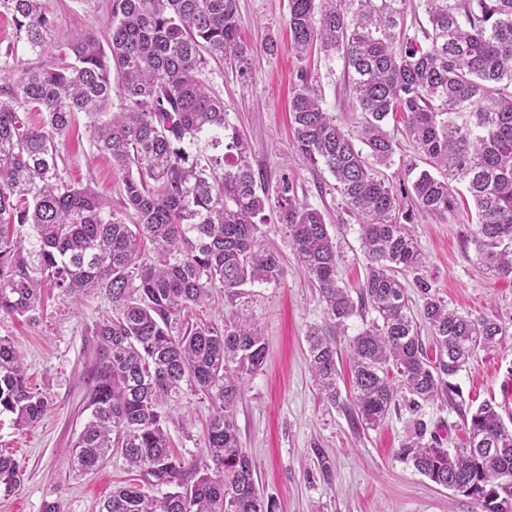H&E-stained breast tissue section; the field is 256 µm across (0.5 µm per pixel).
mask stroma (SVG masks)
<instances>
[{
	"label": "stroma",
	"instance_id": "stroma-1",
	"mask_svg": "<svg viewBox=\"0 0 512 512\" xmlns=\"http://www.w3.org/2000/svg\"><path fill=\"white\" fill-rule=\"evenodd\" d=\"M49 7L52 43L85 32L102 38L109 29L104 0H49ZM238 7L243 38L257 60L244 76L229 62L212 61L203 78L223 98L231 124L249 140L255 171L271 186L290 178L299 202L324 214L337 245L339 282L357 288L368 266L358 221L347 212L328 171L298 165L288 112L295 74L304 67L321 87L328 110L349 123L351 99L341 80L342 63L316 52L299 59L290 44L288 0H238ZM270 42L276 45L271 53L265 50ZM84 124L77 119L66 139L67 174L106 197L113 212H122V175L93 149ZM476 222L475 213L463 208L443 215L414 212L411 226L427 263L400 276L411 300H418L417 283L424 280L449 308L498 318L505 327L495 348L476 350L454 377L459 397L452 402L441 397L424 408L431 428L450 449L462 446L464 419L482 402H495L503 419L512 421V281L492 276L478 263L470 242ZM261 232L263 243L285 260L283 279L244 285L202 316L229 322L246 310L264 330L266 362L247 380L236 411L240 442L256 463L263 495L276 502L277 512L315 507L320 512H482L477 500L437 486L396 458L409 419L405 407L391 409L375 429L363 428L354 418L348 340L364 328L361 317H352L336 339L338 405L320 398L305 336L309 327L323 325V307L275 210H267ZM109 310L98 293L75 305L53 294L37 323L0 318V335L12 337L33 388L51 402L33 427L19 428L10 416L0 417V449L12 454L24 472L18 489H0V512H42L47 501L57 502L61 512H98L114 485L132 479L118 456L83 476L71 471L67 458L90 415L86 399L95 367L93 325ZM169 412L167 428L176 452L186 461L206 463L209 399L186 385Z\"/></svg>",
	"mask_w": 512,
	"mask_h": 512
}]
</instances>
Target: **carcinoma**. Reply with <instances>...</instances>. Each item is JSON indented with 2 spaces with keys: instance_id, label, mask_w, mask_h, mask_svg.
I'll return each mask as SVG.
<instances>
[{
  "instance_id": "1",
  "label": "carcinoma",
  "mask_w": 512,
  "mask_h": 512,
  "mask_svg": "<svg viewBox=\"0 0 512 512\" xmlns=\"http://www.w3.org/2000/svg\"><path fill=\"white\" fill-rule=\"evenodd\" d=\"M410 0H289L288 31L299 58L317 48L342 62L353 130L328 112L319 85L301 68L290 101L299 159L323 166L361 220L368 272L352 297L337 276L336 244L321 211L301 204L282 177L271 189L255 172L248 140L224 101L202 79L208 60L248 74L238 0H108L105 42L81 33L46 52L48 0H0L16 39L39 58L15 71V45L0 53V317L37 322L43 290L78 302L105 296L111 313L94 324L98 358L90 417L71 446L73 472L88 474L114 455L166 491L137 483L112 488L100 512H275L256 487L236 408L246 380L265 363L262 327L251 313L228 323L196 317L212 290L237 295L276 283L281 255L263 247L258 220L275 204L303 271L317 289L327 327L306 342L320 396L339 403L336 345L326 328L373 318L350 340L354 411L367 429L391 408L410 417L398 458L437 485L512 512V428L490 402L465 419L468 445L449 451L423 406L459 395L451 378L478 348L504 335L501 322L448 308L419 281L416 317L398 273L425 263L404 212L452 213L454 185L470 194L478 224L476 258L512 281V0H420L427 23L408 34ZM118 111H112V99ZM40 112L39 126L29 113ZM403 114L404 134L427 165L380 176L399 143L387 122ZM91 145L124 174L125 209L65 176L61 148L77 115ZM437 174H432L431 170ZM154 246L153 255L141 243ZM426 324L439 355L430 360ZM187 382L212 404L198 466L172 449L168 406ZM49 407L28 381L13 342L0 336V416L31 427ZM19 465L0 453V485L21 484Z\"/></svg>"
}]
</instances>
